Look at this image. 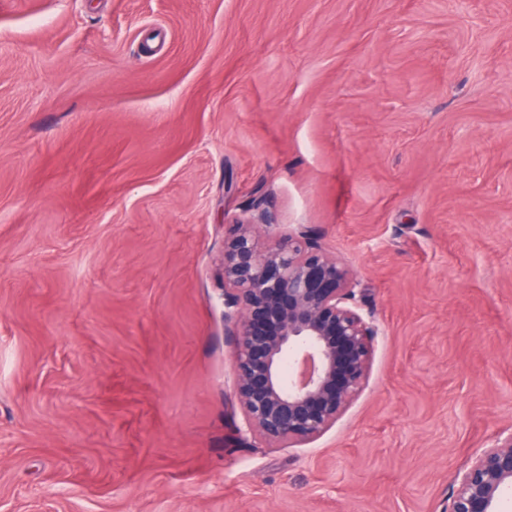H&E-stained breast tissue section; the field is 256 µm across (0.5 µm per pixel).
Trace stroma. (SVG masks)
<instances>
[{"label": "stroma", "instance_id": "35a3bbf8", "mask_svg": "<svg viewBox=\"0 0 512 512\" xmlns=\"http://www.w3.org/2000/svg\"><path fill=\"white\" fill-rule=\"evenodd\" d=\"M262 215L379 328L304 447L240 433ZM510 431L512 0H0V512H443Z\"/></svg>", "mask_w": 512, "mask_h": 512}]
</instances>
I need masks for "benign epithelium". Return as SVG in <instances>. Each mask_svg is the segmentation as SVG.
Segmentation results:
<instances>
[{"label":"benign epithelium","instance_id":"obj_1","mask_svg":"<svg viewBox=\"0 0 512 512\" xmlns=\"http://www.w3.org/2000/svg\"><path fill=\"white\" fill-rule=\"evenodd\" d=\"M236 220L224 232V314L246 431L268 448L331 430L365 388L378 328L356 272L303 230ZM512 493V432L454 478L446 512H499Z\"/></svg>","mask_w":512,"mask_h":512}]
</instances>
